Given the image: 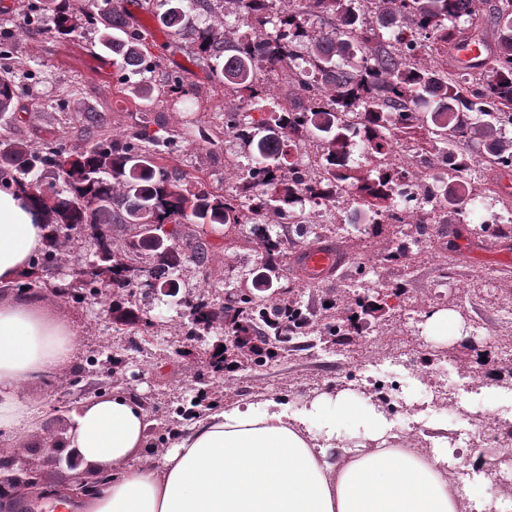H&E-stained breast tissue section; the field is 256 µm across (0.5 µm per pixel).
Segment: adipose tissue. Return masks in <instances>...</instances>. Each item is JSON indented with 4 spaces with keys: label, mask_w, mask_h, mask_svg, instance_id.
I'll return each mask as SVG.
<instances>
[{
    "label": "adipose tissue",
    "mask_w": 512,
    "mask_h": 512,
    "mask_svg": "<svg viewBox=\"0 0 512 512\" xmlns=\"http://www.w3.org/2000/svg\"><path fill=\"white\" fill-rule=\"evenodd\" d=\"M45 229L21 198L0 190V432H32L43 406L25 384L66 372L79 354L76 326L28 301L24 275ZM348 416V428L326 418ZM395 429L373 397L348 388L313 392L302 405L284 396L218 404L166 449H153L142 401L115 389L70 415L65 447L94 481L52 488L85 512H503L494 492L495 460L463 455L448 425L423 416ZM153 452L155 463L138 464ZM489 485L473 494L457 470Z\"/></svg>",
    "instance_id": "obj_1"
}]
</instances>
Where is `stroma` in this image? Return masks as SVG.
Wrapping results in <instances>:
<instances>
[{
    "mask_svg": "<svg viewBox=\"0 0 512 512\" xmlns=\"http://www.w3.org/2000/svg\"><path fill=\"white\" fill-rule=\"evenodd\" d=\"M135 24L147 32L152 55L160 57L166 70H176L201 88L199 98L183 100L160 95L155 102V117L178 133L177 148L168 162L169 170L190 177H200L214 188H231L237 172L224 166L223 145L203 141L201 131H223L224 114L217 103L224 100V89L216 84L205 63L196 60L190 48L175 50V38L157 18L143 10L140 0H124ZM89 35L75 33L65 43L56 41L49 28L18 36L14 42L15 72L24 79L22 102L29 108L22 125L23 134L36 141L45 131L70 149L92 142L85 131L79 108L106 109L108 129L120 137L137 122L139 114L129 94L131 88L147 81L144 76H131L120 83L115 67L104 63L86 49ZM337 211L345 223L351 224L348 237L351 250L366 262H376L388 247L391 235L373 236L365 233L366 216L355 215L347 201H340ZM196 235L208 250L206 267L188 266L179 277L180 295L204 294L212 304L224 301V290L235 283L239 275L258 272L259 249L250 231H237L222 226L198 227ZM465 262L454 270L449 284H441L438 268L443 256L438 244L425 243L407 263L380 268L384 280L405 283L411 309L422 312L451 305L464 310L483 328L484 343L495 347L499 356L512 359V325L504 321V309L512 305V249L503 247H464ZM489 282L487 288L474 289L478 279ZM32 300H49L51 307L70 319L81 336V350L75 364L63 377L48 376L30 382L26 394L45 401L48 408L37 430L11 439L0 436V448H19L27 460L40 462L44 486L50 487L68 479L70 470L64 460L68 449H60V463L45 461L43 450L62 439L69 416L86 398L94 395L106 372H82L87 359H106L118 353L123 357L117 369V386L136 395L144 404L152 426L166 418L172 401L193 398L201 384L198 378L197 355H175L176 346L183 344L182 327L185 318L176 304H162L149 298L140 307L152 322L146 341L132 349L127 334L114 330L107 312L109 299L102 296L77 304L50 298L48 290L31 292ZM427 339L426 333L415 331L407 315H398L385 326H370L350 357L316 347L263 367L246 370L231 380L212 381L210 388L217 399L225 402L253 400L263 396L282 395L289 400L303 401L309 393L341 385L347 367L377 366L389 368L388 356L401 351L412 362L400 378L407 407L395 414L397 425L407 421L409 405L421 402L432 386L452 393L451 407L434 412L444 420L452 434H465L467 426L459 408H480L486 424H493L501 411L496 390L475 383L468 367V356L456 355L438 368L424 367L416 355Z\"/></svg>",
    "mask_w": 512,
    "mask_h": 512,
    "instance_id": "1",
    "label": "stroma"
}]
</instances>
